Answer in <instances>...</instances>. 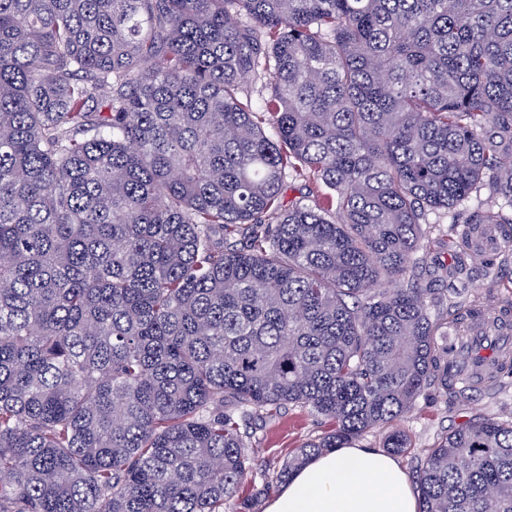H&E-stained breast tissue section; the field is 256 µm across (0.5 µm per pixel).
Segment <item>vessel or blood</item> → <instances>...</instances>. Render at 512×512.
I'll list each match as a JSON object with an SVG mask.
<instances>
[{
    "label": "vessel or blood",
    "instance_id": "obj_1",
    "mask_svg": "<svg viewBox=\"0 0 512 512\" xmlns=\"http://www.w3.org/2000/svg\"><path fill=\"white\" fill-rule=\"evenodd\" d=\"M489 334L498 338L501 351L512 350V321H497L495 312H486L481 320L472 324L465 332L460 331L457 326H449L448 364L454 374L471 380L481 375V366L467 357L466 350L469 346L480 344Z\"/></svg>",
    "mask_w": 512,
    "mask_h": 512
}]
</instances>
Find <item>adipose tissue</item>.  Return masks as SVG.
Returning a JSON list of instances; mask_svg holds the SVG:
<instances>
[{
    "label": "adipose tissue",
    "instance_id": "obj_1",
    "mask_svg": "<svg viewBox=\"0 0 512 512\" xmlns=\"http://www.w3.org/2000/svg\"><path fill=\"white\" fill-rule=\"evenodd\" d=\"M265 512H418V500L392 456L353 444L314 457Z\"/></svg>",
    "mask_w": 512,
    "mask_h": 512
}]
</instances>
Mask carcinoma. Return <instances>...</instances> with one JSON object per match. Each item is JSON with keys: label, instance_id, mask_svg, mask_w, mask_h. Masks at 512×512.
Returning <instances> with one entry per match:
<instances>
[{"label": "carcinoma", "instance_id": "cac0c4a2", "mask_svg": "<svg viewBox=\"0 0 512 512\" xmlns=\"http://www.w3.org/2000/svg\"><path fill=\"white\" fill-rule=\"evenodd\" d=\"M483 189L512 239V0H0V512H224L243 419H330L286 482L457 394L443 337L484 303L418 253ZM417 493L512 512V413Z\"/></svg>", "mask_w": 512, "mask_h": 512}]
</instances>
